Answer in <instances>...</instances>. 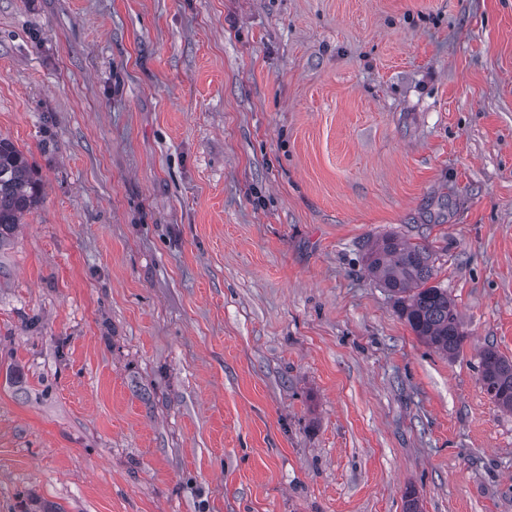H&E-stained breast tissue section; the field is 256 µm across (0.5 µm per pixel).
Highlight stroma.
<instances>
[{"label":"stroma","mask_w":512,"mask_h":512,"mask_svg":"<svg viewBox=\"0 0 512 512\" xmlns=\"http://www.w3.org/2000/svg\"><path fill=\"white\" fill-rule=\"evenodd\" d=\"M1 136L0 512H512V0H0ZM41 198L40 181L27 157L11 141L0 138V246ZM365 262L368 273L395 298L416 336L437 352L455 358L467 335L447 289L428 286L433 276L428 249L385 236L368 246ZM480 380L486 393L503 410L512 411V360L492 347L480 353Z\"/></svg>","instance_id":"stroma-1"}]
</instances>
